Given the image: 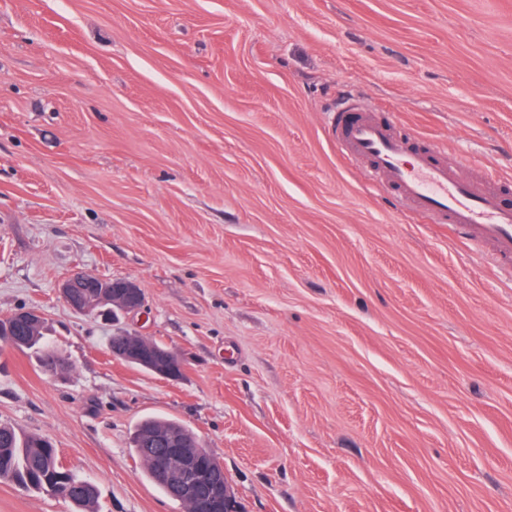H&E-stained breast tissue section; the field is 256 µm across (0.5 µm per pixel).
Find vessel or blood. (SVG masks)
Wrapping results in <instances>:
<instances>
[{"instance_id": "vessel-or-blood-1", "label": "vessel or blood", "mask_w": 512, "mask_h": 512, "mask_svg": "<svg viewBox=\"0 0 512 512\" xmlns=\"http://www.w3.org/2000/svg\"><path fill=\"white\" fill-rule=\"evenodd\" d=\"M331 130L347 157L390 187L399 203L437 224H451L468 241L483 245L498 267L512 268V180L489 173L462 180L434 148L408 149L395 134L393 117L354 106L336 112Z\"/></svg>"}]
</instances>
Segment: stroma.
<instances>
[{"label": "stroma", "mask_w": 512, "mask_h": 512, "mask_svg": "<svg viewBox=\"0 0 512 512\" xmlns=\"http://www.w3.org/2000/svg\"><path fill=\"white\" fill-rule=\"evenodd\" d=\"M512 178V0H0V421L99 512H185L132 448L177 420L240 512H512V273L349 166L338 98ZM135 281L109 323L58 282ZM125 330L168 381L113 360ZM0 512H73L0 483ZM82 288H99L100 297L112 296V301L123 306L124 314L137 313L144 305V295L137 283L127 279H105L83 273L63 279L58 288L59 297L75 311H86L88 306L81 292ZM109 288L121 290L113 294ZM9 316L13 321H19L27 325L33 323L41 324L26 329H17L12 324ZM43 321V313L39 310L30 308L18 309L11 315L9 314L6 317L0 318L1 332L2 330H6L7 324H10L12 332V336L1 335V338L6 339L9 342H12L13 344H16L18 350H35V352L39 354V356L43 359L48 352L54 351L48 344L43 342L45 336V324ZM3 339L0 340L1 347L16 349L14 345H10L8 341ZM118 336H111L109 349L112 356L137 366L148 368L159 378L175 381L178 380L183 371V361L181 356L169 347L163 346L157 341L151 340L153 344H148L143 336L133 335L139 342L133 343L132 340H124L123 343L112 349V343ZM140 341H143L141 344Z\"/></svg>", "instance_id": "1"}]
</instances>
